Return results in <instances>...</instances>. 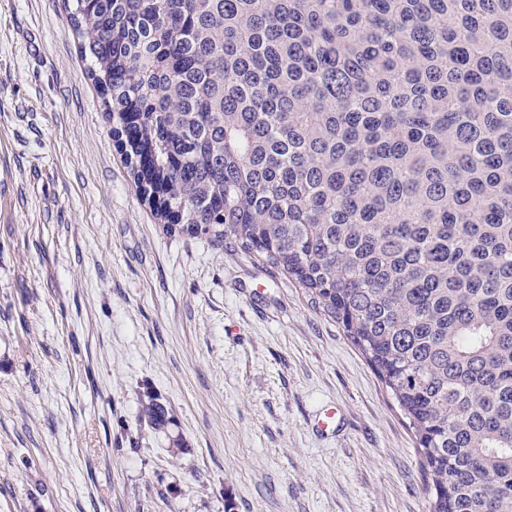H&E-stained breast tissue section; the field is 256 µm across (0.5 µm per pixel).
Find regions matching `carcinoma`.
<instances>
[{
	"label": "carcinoma",
	"mask_w": 512,
	"mask_h": 512,
	"mask_svg": "<svg viewBox=\"0 0 512 512\" xmlns=\"http://www.w3.org/2000/svg\"><path fill=\"white\" fill-rule=\"evenodd\" d=\"M168 228L296 281L408 419L429 512H512V0H73ZM139 421L169 411L150 388Z\"/></svg>",
	"instance_id": "cac0c4a2"
}]
</instances>
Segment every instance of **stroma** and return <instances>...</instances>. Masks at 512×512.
Returning <instances> with one entry per match:
<instances>
[{"label":"stroma","mask_w":512,"mask_h":512,"mask_svg":"<svg viewBox=\"0 0 512 512\" xmlns=\"http://www.w3.org/2000/svg\"><path fill=\"white\" fill-rule=\"evenodd\" d=\"M147 385L164 428L138 420ZM429 485L303 288L164 230L67 0H0V512H428Z\"/></svg>","instance_id":"obj_1"}]
</instances>
